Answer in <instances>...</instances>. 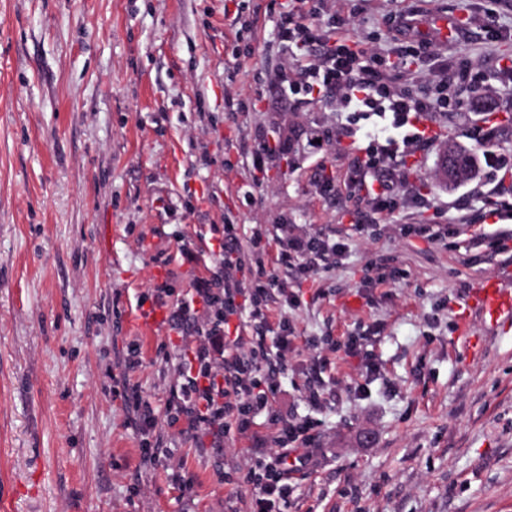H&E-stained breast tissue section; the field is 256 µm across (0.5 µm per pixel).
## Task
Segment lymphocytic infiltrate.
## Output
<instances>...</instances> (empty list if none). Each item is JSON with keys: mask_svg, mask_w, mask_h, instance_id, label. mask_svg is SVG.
Listing matches in <instances>:
<instances>
[{"mask_svg": "<svg viewBox=\"0 0 512 512\" xmlns=\"http://www.w3.org/2000/svg\"><path fill=\"white\" fill-rule=\"evenodd\" d=\"M298 2L299 10L282 15L279 23V50L295 71L282 90L291 96L321 90L335 97L339 111L372 119L368 145L357 167L359 186L363 201L375 211L393 210L394 175L403 172L408 155L432 142L428 117L456 108L449 88L464 84L476 93L486 76L473 66L447 63L437 66L419 95L396 90L387 79L392 64L358 45L348 17L325 18L309 7V0ZM340 250L336 243L297 239L280 252L278 261L310 276ZM220 256L216 271L196 278L172 315L173 329L191 323L199 326L200 334L190 356L179 365L181 383L168 402L169 407L189 413L191 424L217 445L252 434L256 411L270 408L281 390L278 372L259 375L268 361L265 337L246 338L237 319L246 311L260 317L270 290L285 288L274 274L246 268L238 225H225ZM273 426L272 448L240 478L254 491L250 512H285L290 474L308 469L313 462L314 422L279 419Z\"/></svg>", "mask_w": 512, "mask_h": 512, "instance_id": "1", "label": "lymphocytic infiltrate"}]
</instances>
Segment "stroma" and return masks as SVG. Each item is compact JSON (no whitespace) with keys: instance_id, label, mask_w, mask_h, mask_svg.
<instances>
[{"instance_id":"stroma-1","label":"stroma","mask_w":512,"mask_h":512,"mask_svg":"<svg viewBox=\"0 0 512 512\" xmlns=\"http://www.w3.org/2000/svg\"><path fill=\"white\" fill-rule=\"evenodd\" d=\"M288 3L0 0V512H249L239 478L253 441L217 448L163 414L180 338L152 296L210 275L228 224L246 266L302 294L297 307L269 298L260 329L273 338L285 319L294 334L258 430L272 434L275 415L318 423L319 463L294 474L288 512H512V323L465 309L483 280L512 290V247L496 246L512 237V170L494 186L434 180L451 140L512 156V124L487 128L467 107L436 114L438 138L408 159L394 211L374 212L353 182L367 141L337 137L349 113L275 80L290 66L278 50ZM412 5L423 21L398 85L417 91L435 65L465 61L485 71L488 105L512 113V0L492 24L485 0ZM399 8L319 5L351 15L354 38L376 50L394 47ZM261 132L286 147L264 172L252 166ZM311 236L343 243L330 268L303 280L276 265L290 239ZM374 265L392 282L371 284ZM136 393L161 411L146 433Z\"/></svg>"}]
</instances>
